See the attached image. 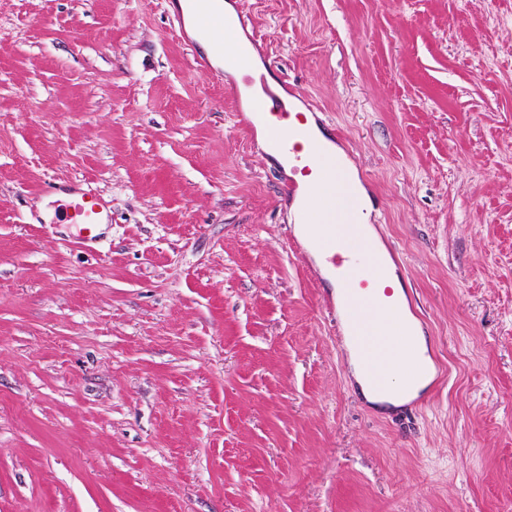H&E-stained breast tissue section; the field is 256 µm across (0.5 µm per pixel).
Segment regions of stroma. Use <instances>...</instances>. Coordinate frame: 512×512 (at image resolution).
<instances>
[{
  "label": "stroma",
  "mask_w": 512,
  "mask_h": 512,
  "mask_svg": "<svg viewBox=\"0 0 512 512\" xmlns=\"http://www.w3.org/2000/svg\"><path fill=\"white\" fill-rule=\"evenodd\" d=\"M172 2L0 0V512H512V0H232L400 253L412 411L363 397ZM69 221L72 224H82L85 237L95 238L98 224H107L106 206L103 200L91 192H73Z\"/></svg>",
  "instance_id": "1"
}]
</instances>
